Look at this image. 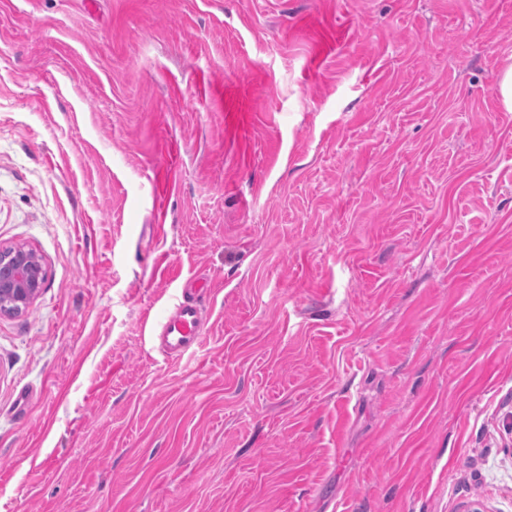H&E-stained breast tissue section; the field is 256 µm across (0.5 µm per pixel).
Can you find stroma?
<instances>
[{
    "label": "stroma",
    "instance_id": "stroma-1",
    "mask_svg": "<svg viewBox=\"0 0 512 512\" xmlns=\"http://www.w3.org/2000/svg\"><path fill=\"white\" fill-rule=\"evenodd\" d=\"M511 62L512 0H0V512H512ZM43 282L44 267L32 249L0 248V316L23 314ZM203 311L194 299L177 300L155 324L160 351L168 358L194 355L204 342Z\"/></svg>",
    "mask_w": 512,
    "mask_h": 512
}]
</instances>
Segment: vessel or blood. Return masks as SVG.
Wrapping results in <instances>:
<instances>
[{
    "mask_svg": "<svg viewBox=\"0 0 512 512\" xmlns=\"http://www.w3.org/2000/svg\"><path fill=\"white\" fill-rule=\"evenodd\" d=\"M160 351L168 358L181 359L194 355L204 342L203 311L190 298L177 300L155 324Z\"/></svg>",
    "mask_w": 512,
    "mask_h": 512,
    "instance_id": "vessel-or-blood-1",
    "label": "vessel or blood"
}]
</instances>
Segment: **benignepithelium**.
<instances>
[{
    "mask_svg": "<svg viewBox=\"0 0 512 512\" xmlns=\"http://www.w3.org/2000/svg\"><path fill=\"white\" fill-rule=\"evenodd\" d=\"M44 267L24 246L0 248V316L23 314L40 292Z\"/></svg>",
    "mask_w": 512,
    "mask_h": 512,
    "instance_id": "obj_1",
    "label": "benign epithelium"
}]
</instances>
